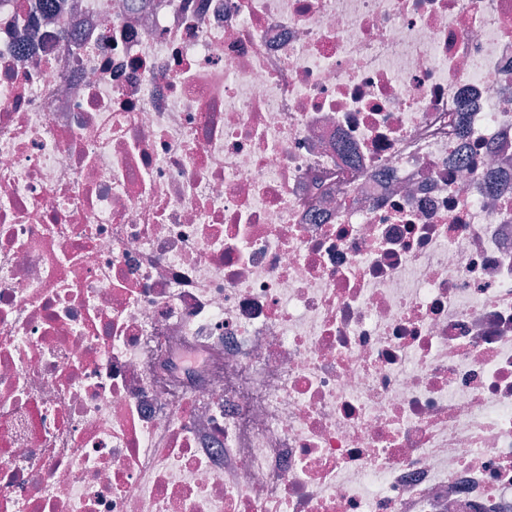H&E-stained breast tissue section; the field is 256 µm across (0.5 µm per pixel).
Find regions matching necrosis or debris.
<instances>
[{
	"instance_id": "necrosis-or-debris-1",
	"label": "necrosis or debris",
	"mask_w": 512,
	"mask_h": 512,
	"mask_svg": "<svg viewBox=\"0 0 512 512\" xmlns=\"http://www.w3.org/2000/svg\"><path fill=\"white\" fill-rule=\"evenodd\" d=\"M0 512H512V0H0Z\"/></svg>"
}]
</instances>
